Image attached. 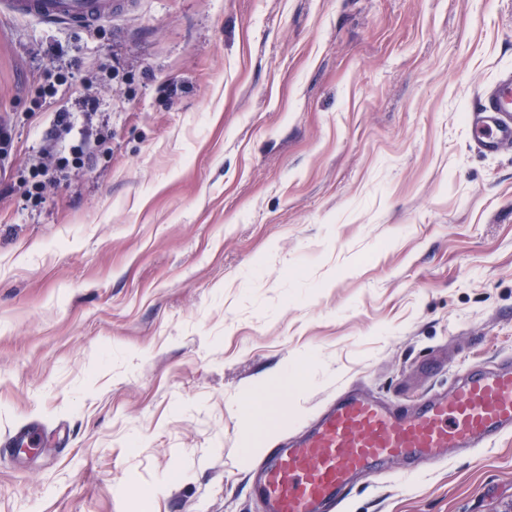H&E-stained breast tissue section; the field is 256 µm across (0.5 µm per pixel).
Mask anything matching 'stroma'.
<instances>
[{"mask_svg":"<svg viewBox=\"0 0 512 512\" xmlns=\"http://www.w3.org/2000/svg\"><path fill=\"white\" fill-rule=\"evenodd\" d=\"M504 68L512 0L0 16V512H260L256 456L338 393L409 410L512 363V152L464 121ZM88 90L106 153L35 190ZM270 383L251 448L239 400ZM335 512H512V433L391 461Z\"/></svg>","mask_w":512,"mask_h":512,"instance_id":"1","label":"stroma"}]
</instances>
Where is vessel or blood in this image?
Returning a JSON list of instances; mask_svg holds the SVG:
<instances>
[{
	"instance_id": "obj_1",
	"label": "vessel or blood",
	"mask_w": 512,
	"mask_h": 512,
	"mask_svg": "<svg viewBox=\"0 0 512 512\" xmlns=\"http://www.w3.org/2000/svg\"><path fill=\"white\" fill-rule=\"evenodd\" d=\"M128 0H0V11L87 28L127 11ZM472 145L487 155L512 150V69L477 93L466 113ZM512 432V367L465 369L450 394L412 411L363 394H342L299 438L270 449L250 473L263 512H321L353 479L374 478L391 458L436 463L443 448H477Z\"/></svg>"
}]
</instances>
